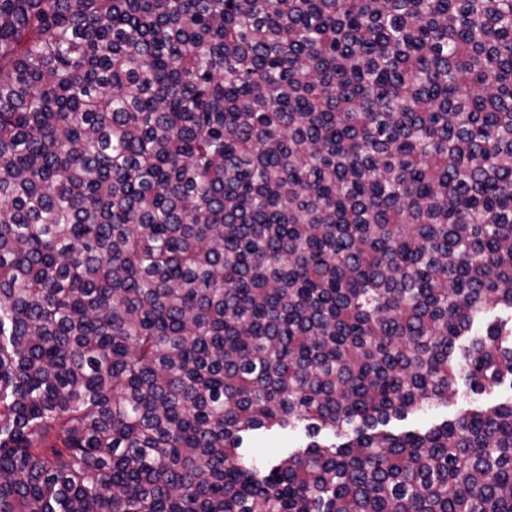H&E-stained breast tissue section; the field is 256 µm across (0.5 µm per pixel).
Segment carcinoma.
I'll return each mask as SVG.
<instances>
[{"instance_id": "obj_1", "label": "carcinoma", "mask_w": 512, "mask_h": 512, "mask_svg": "<svg viewBox=\"0 0 512 512\" xmlns=\"http://www.w3.org/2000/svg\"><path fill=\"white\" fill-rule=\"evenodd\" d=\"M498 308L512 0H0V512H512ZM494 395H472L471 397L461 399L457 406H448V408L439 406L427 411L416 419L409 418L403 422H396L395 427L399 430L414 429L421 425L431 424L433 422H439L447 417L453 416L461 407L468 406L469 404H475L481 401H494ZM305 441L303 430H287L262 434L251 441L250 447L254 455L261 459H270L288 448L302 446Z\"/></svg>"}]
</instances>
